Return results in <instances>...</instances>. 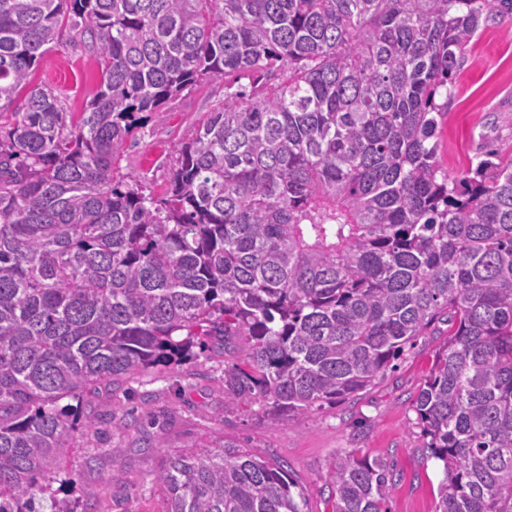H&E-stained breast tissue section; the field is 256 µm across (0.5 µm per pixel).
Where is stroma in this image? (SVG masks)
<instances>
[{"label": "stroma", "mask_w": 512, "mask_h": 512, "mask_svg": "<svg viewBox=\"0 0 512 512\" xmlns=\"http://www.w3.org/2000/svg\"><path fill=\"white\" fill-rule=\"evenodd\" d=\"M58 96L64 111L79 113L99 89L96 59L79 43L48 50L30 76ZM224 99V82L212 79L184 90L154 113L121 161L124 172L155 196H163L177 158L173 146L195 137L211 109ZM438 158L457 174L494 152L512 157V20L489 24L471 42L457 70L454 90L439 125ZM445 334L421 337L398 366L375 385L340 403L293 420L272 422L260 406L249 408L224 397V366L246 358L244 347L230 354L193 351L182 363L141 371L121 387L100 388L91 400L97 416L81 432L65 467L72 482L60 491L72 512H164L153 478L166 451L207 444L217 437L284 463L308 490L306 512H332L328 467L337 454L387 459L394 483L388 512H435L444 477L430 458L417 424L414 403ZM141 425L125 428L128 417ZM124 456L120 481L110 478L107 451Z\"/></svg>", "instance_id": "35a3bbf8"}]
</instances>
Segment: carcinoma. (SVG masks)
<instances>
[{
	"mask_svg": "<svg viewBox=\"0 0 512 512\" xmlns=\"http://www.w3.org/2000/svg\"><path fill=\"white\" fill-rule=\"evenodd\" d=\"M512 0H0V112L50 48L100 84L78 120L32 88L0 137V512L53 483L101 385L238 339L224 395L270 421L356 396L446 324L415 401L436 512H512V159L437 160L454 74ZM224 86L164 197L128 140ZM333 512H387L393 468L336 455ZM165 512H305L283 465L217 439L165 455Z\"/></svg>",
	"mask_w": 512,
	"mask_h": 512,
	"instance_id": "cac0c4a2",
	"label": "carcinoma"
}]
</instances>
